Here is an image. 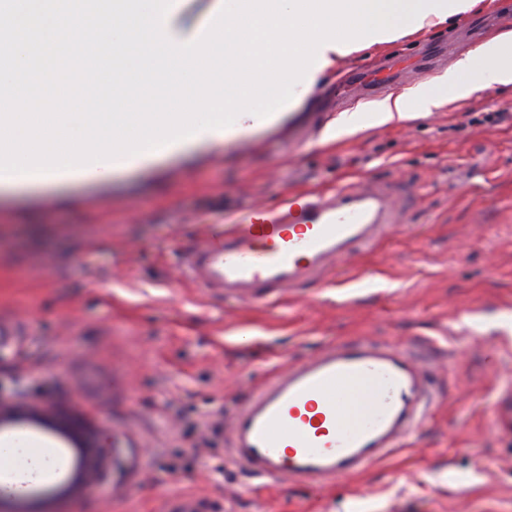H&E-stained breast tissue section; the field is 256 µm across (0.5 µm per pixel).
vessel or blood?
<instances>
[{
  "mask_svg": "<svg viewBox=\"0 0 512 512\" xmlns=\"http://www.w3.org/2000/svg\"><path fill=\"white\" fill-rule=\"evenodd\" d=\"M389 63L358 93L377 99L393 84L434 69ZM415 202L406 181L337 182L241 211L194 244L180 275L205 294L256 305L322 281L337 265L405 223ZM437 402L432 370L409 343L334 342L314 358L274 371L230 416L224 459L261 481L328 483L382 460L428 420Z\"/></svg>",
  "mask_w": 512,
  "mask_h": 512,
  "instance_id": "1",
  "label": "vessel or blood"
}]
</instances>
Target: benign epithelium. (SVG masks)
Here are the masks:
<instances>
[{
  "label": "benign epithelium",
  "mask_w": 512,
  "mask_h": 512,
  "mask_svg": "<svg viewBox=\"0 0 512 512\" xmlns=\"http://www.w3.org/2000/svg\"><path fill=\"white\" fill-rule=\"evenodd\" d=\"M43 417V409L29 401L22 393L10 401L0 400V425L24 418L41 419ZM56 421L83 450V459L71 486L72 492L77 493L86 484L106 479L112 473L113 460L111 456L101 451L100 434L77 414L59 415Z\"/></svg>",
  "instance_id": "1"
}]
</instances>
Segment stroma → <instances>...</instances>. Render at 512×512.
Wrapping results in <instances>:
<instances>
[{"instance_id":"stroma-1","label":"stroma","mask_w":512,"mask_h":512,"mask_svg":"<svg viewBox=\"0 0 512 512\" xmlns=\"http://www.w3.org/2000/svg\"><path fill=\"white\" fill-rule=\"evenodd\" d=\"M502 12L487 39L512 34V0L337 57L288 103L292 121L246 130L218 152L190 151L122 170L0 195V398L23 393L83 416L128 465L65 493L76 443L45 422L0 427L57 449L63 467L0 512H163L178 495L204 512H512V87L404 125L377 124L371 102L337 107L350 70L423 41L471 52L472 19ZM359 112L361 129L308 130ZM501 121H489L490 113ZM401 176L418 199L405 224L317 282L265 306L208 296L178 278L184 249L226 217L338 180ZM367 337L416 342L442 370L439 402L403 448L333 484L264 485L224 463V419L287 362Z\"/></svg>"}]
</instances>
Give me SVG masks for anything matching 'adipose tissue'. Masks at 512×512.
<instances>
[{
	"label": "adipose tissue",
	"mask_w": 512,
	"mask_h": 512,
	"mask_svg": "<svg viewBox=\"0 0 512 512\" xmlns=\"http://www.w3.org/2000/svg\"><path fill=\"white\" fill-rule=\"evenodd\" d=\"M220 0H205L197 13H189L187 0H177L165 21V26L176 43H183L198 35L205 18L211 16ZM512 84V36L504 35L488 48H480L460 58L448 75L444 76L435 91L420 94L423 111L439 107L448 93L469 96L493 85Z\"/></svg>",
	"instance_id": "ef3b65f1"
}]
</instances>
